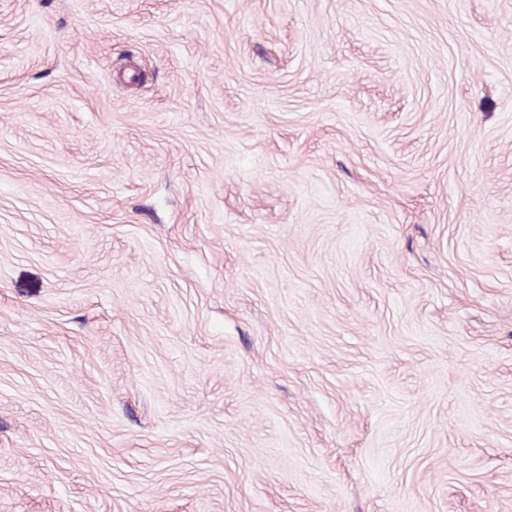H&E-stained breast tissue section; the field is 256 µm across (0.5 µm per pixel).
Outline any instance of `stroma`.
<instances>
[{
	"mask_svg": "<svg viewBox=\"0 0 512 512\" xmlns=\"http://www.w3.org/2000/svg\"><path fill=\"white\" fill-rule=\"evenodd\" d=\"M0 512H512V0H0Z\"/></svg>",
	"mask_w": 512,
	"mask_h": 512,
	"instance_id": "obj_1",
	"label": "stroma"
}]
</instances>
